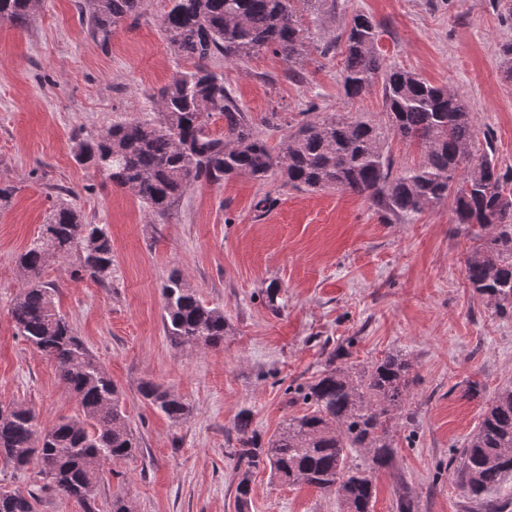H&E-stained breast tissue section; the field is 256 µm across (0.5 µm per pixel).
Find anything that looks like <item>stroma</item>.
<instances>
[{
	"mask_svg": "<svg viewBox=\"0 0 512 512\" xmlns=\"http://www.w3.org/2000/svg\"><path fill=\"white\" fill-rule=\"evenodd\" d=\"M512 0H337L304 13L312 44L295 62L272 52L247 62L214 59L210 68L279 146L302 111L347 112L384 123L381 87L348 99L339 81L342 54L321 55L352 15L381 24L385 65L446 86L468 105L477 134L491 132L501 172H512V78L501 64L512 44L504 18ZM161 0L100 50L81 24L75 0H42L36 20L0 21V183L14 187L0 206V405L31 408L40 422L73 416L75 401L53 360L33 350L11 318L24 280L17 255L60 200L112 237L116 273L101 284L73 278L69 256L42 281L74 334L121 392L141 446L105 466L96 488L100 512L113 498L131 512H235L232 426L250 411L270 436L308 412L297 391L318 379L332 353L368 364L400 352L416 382L393 424L391 467L378 471L373 512H397L408 487L415 512H485L462 489L456 460L484 411L512 387V317L498 316L465 278L471 247L450 202L403 223L364 198L337 189L305 192L279 175L198 182L169 216L148 215L130 191L74 159L75 139L117 122L154 118L150 96L191 64L172 54L158 16ZM282 116L266 127L268 112ZM275 200L266 214L254 205ZM181 273L199 298L223 307V345L175 347L163 329L161 286ZM279 290L278 310L265 299ZM170 387L189 406L174 422L143 400L145 380ZM37 464L18 470L0 458V491L33 492L36 512H83L45 487ZM251 512H341L335 496L288 486L269 471L252 478Z\"/></svg>",
	"mask_w": 512,
	"mask_h": 512,
	"instance_id": "stroma-1",
	"label": "stroma"
}]
</instances>
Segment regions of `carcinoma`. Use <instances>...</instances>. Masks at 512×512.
Listing matches in <instances>:
<instances>
[{
    "instance_id": "carcinoma-1",
    "label": "carcinoma",
    "mask_w": 512,
    "mask_h": 512,
    "mask_svg": "<svg viewBox=\"0 0 512 512\" xmlns=\"http://www.w3.org/2000/svg\"><path fill=\"white\" fill-rule=\"evenodd\" d=\"M151 0H79L81 21L102 50L112 32L139 19ZM159 27L170 51L193 61L152 96L154 123L131 120L75 141V160L129 189L147 211L166 217L173 204L196 182L218 184L247 175L264 180L280 172L295 189L329 188L364 197L377 209L406 222L445 200L457 224L474 245L465 262L473 290L512 315V176L501 173L491 143L472 151L475 124L460 97L433 86L416 73L386 68L379 48V25L356 14L348 26L341 86L349 99L362 98L382 84L385 127L420 150V161L394 169L382 127L331 112L298 123L272 148L254 128L224 76L208 62L224 57L243 62L270 51L291 62L306 48L301 11L319 10L336 0H162ZM41 0H0V20L18 26L32 22ZM224 121V133L210 131ZM94 243L87 251L88 242ZM79 256L70 276L99 283L112 280V239L105 224H88L65 203L52 210L37 237L19 254L26 284L14 299L12 319L37 352L56 364L73 394L77 413L43 426L24 406H0V455L16 469L37 462L57 496L75 499L84 512H99L94 489L100 471L94 460L110 464L133 455L140 441L121 405L120 392L84 343L72 334L54 300V286L41 281L43 269L72 253ZM164 328L177 346L215 348L229 325L224 308L204 304L179 275L163 285ZM298 391L313 410L286 419L264 440L252 428L250 413L234 422L237 485L235 512H250L256 470L288 485L304 484L336 496L343 512H372L374 473L394 459L391 424L409 397L412 365L392 353L368 365H335ZM140 394L153 409L173 421L189 412L187 403L160 383L148 380ZM361 448L364 466L350 465L346 449ZM462 487L476 500L512 476V388L500 390L478 428L462 449ZM35 497L20 490L0 493V512H35Z\"/></svg>"
}]
</instances>
